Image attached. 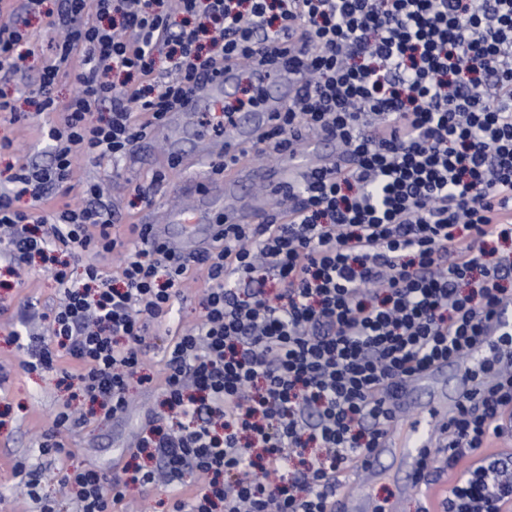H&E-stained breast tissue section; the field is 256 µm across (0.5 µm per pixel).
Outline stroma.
Returning <instances> with one entry per match:
<instances>
[{
	"instance_id": "1",
	"label": "stroma",
	"mask_w": 512,
	"mask_h": 512,
	"mask_svg": "<svg viewBox=\"0 0 512 512\" xmlns=\"http://www.w3.org/2000/svg\"><path fill=\"white\" fill-rule=\"evenodd\" d=\"M50 21L47 15L25 19L31 49L26 68L29 79L33 81L37 80L42 63L57 37ZM60 120V113L45 112L21 124L0 125V137L11 138L16 153L26 154L30 162L44 165L49 161V145L44 132ZM160 170L168 171L167 183L157 190L152 203L139 202L134 196V188L148 184L152 175ZM184 181V170L173 167L169 148L152 143L138 154L116 162L108 158L77 160L68 201L78 204L86 183L111 185L113 191L109 201L121 225L125 226L130 221L146 218L152 208L181 205ZM203 286L202 279L191 280L175 304L178 322L159 326L148 356L151 371L161 369L171 336L179 327L188 326L198 318ZM27 301L41 307L58 301L55 283L37 260L32 262L30 271L19 285L9 289L0 287V302L10 309H17L20 303ZM10 329V321L0 318V365L8 374L6 382L0 384V512H38L37 501L28 495L20 482L19 474L23 471L41 472V496L55 500L60 512H75L66 490L52 476L49 457L40 455L37 450L55 413L69 401L70 392L65 386L59 385L56 374H28L20 368V355L10 341ZM132 399L130 409L121 417L106 422H91L62 433V442L75 451L74 464L111 471L116 463L131 462L138 433L150 417L160 412V394L137 386L132 390Z\"/></svg>"
}]
</instances>
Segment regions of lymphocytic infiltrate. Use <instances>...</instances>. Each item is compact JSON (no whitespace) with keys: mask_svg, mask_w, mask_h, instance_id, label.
I'll return each mask as SVG.
<instances>
[{"mask_svg":"<svg viewBox=\"0 0 512 512\" xmlns=\"http://www.w3.org/2000/svg\"><path fill=\"white\" fill-rule=\"evenodd\" d=\"M43 2L0 0L1 78L24 71L21 18ZM56 24L68 34L33 99L62 113L51 161L18 162L0 190L9 274L70 254L48 269L58 304H24L10 331L22 370L56 373L89 406L58 411L39 444L54 478L77 512H111L136 485L172 490L171 512H329L340 471L387 431V391L467 355L511 293L497 244L512 240V0H60ZM281 65L303 86L257 153H296L313 133L351 161L306 173L277 206L283 221L229 225L207 254L180 258L138 225L117 231L97 184L67 203L78 158L127 156L203 76ZM87 253L120 263L75 274ZM195 274L201 313L153 378L149 339ZM482 377L445 430L458 475L440 512H512V455L487 450L512 370ZM134 382L157 384L166 418L140 431L142 465L126 478L73 464L58 432L125 414ZM469 452L477 462L460 467Z\"/></svg>","mask_w":512,"mask_h":512,"instance_id":"lymphocytic-infiltrate-1","label":"lymphocytic infiltrate"}]
</instances>
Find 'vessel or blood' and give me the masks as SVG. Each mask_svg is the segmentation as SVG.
<instances>
[{"label": "vessel or blood", "instance_id": "vessel-or-blood-1", "mask_svg": "<svg viewBox=\"0 0 512 512\" xmlns=\"http://www.w3.org/2000/svg\"><path fill=\"white\" fill-rule=\"evenodd\" d=\"M258 95L256 106L239 112L222 135H210L197 123L200 113L211 111L224 98L236 94L241 77L231 68L223 75L203 79L183 105L150 128L151 138L176 146L183 136L200 139L201 146L185 156L188 168L201 167L207 160L218 161L225 153L237 147L253 144L259 134L283 111L295 96L301 77L285 70H260L253 75ZM311 146L303 156L280 155L275 166L264 167L254 157H247L226 169L218 182H194V197L179 209L161 212L147 220L148 236L175 254L197 257L205 254L220 226L225 224H264L270 218L269 195L252 192L257 183L281 190L295 183L309 170L327 166L328 159L318 146V138H311ZM206 225L205 233H197L196 225ZM512 334V299L498 303L491 316L483 323L479 341L472 346L466 358L456 362L457 384L447 404L436 407L415 406L414 395L421 390H437L448 368L440 362L402 380L389 400L390 421L386 434L377 448L359 464L361 479L342 485L332 503L334 512H370L368 489L376 473V462L383 454L400 450L409 461L411 470L405 484V495L423 493L434 496L441 492L425 474L424 461L430 449L441 447L440 429L456 415L460 401L478 394L477 374L488 355L496 350L501 337Z\"/></svg>", "mask_w": 512, "mask_h": 512}]
</instances>
